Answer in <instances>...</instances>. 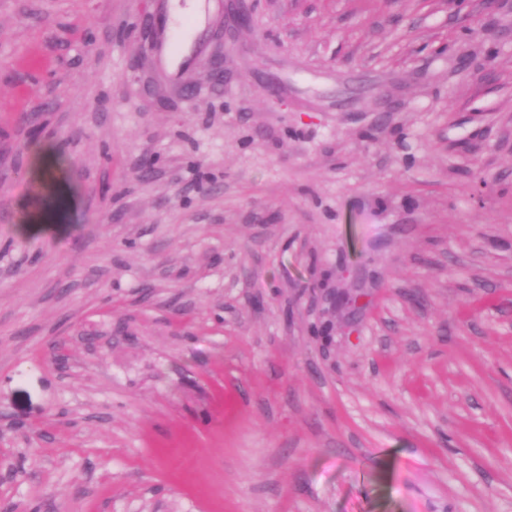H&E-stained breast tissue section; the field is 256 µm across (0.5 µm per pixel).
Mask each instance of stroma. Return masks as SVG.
<instances>
[{
    "instance_id": "35a3bbf8",
    "label": "stroma",
    "mask_w": 512,
    "mask_h": 512,
    "mask_svg": "<svg viewBox=\"0 0 512 512\" xmlns=\"http://www.w3.org/2000/svg\"><path fill=\"white\" fill-rule=\"evenodd\" d=\"M155 2L0 0V512H512V0ZM206 18L203 19L200 15H194L188 22L184 31L180 34V47L176 52L161 54V63L173 77H179L182 70L186 67L194 53L198 48V41L196 40V32L204 27Z\"/></svg>"
}]
</instances>
